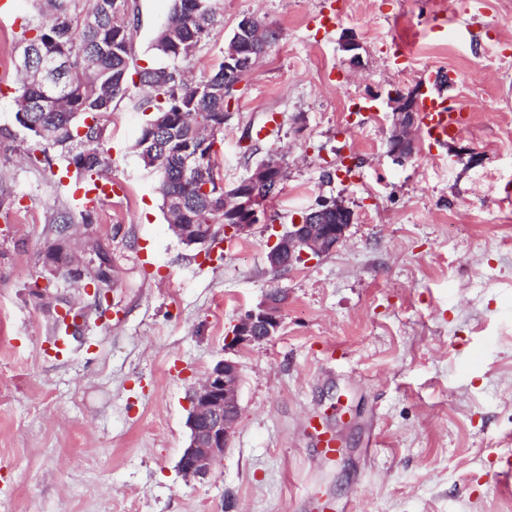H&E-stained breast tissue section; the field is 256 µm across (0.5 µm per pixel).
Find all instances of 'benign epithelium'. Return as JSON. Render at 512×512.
Instances as JSON below:
<instances>
[{
	"mask_svg": "<svg viewBox=\"0 0 512 512\" xmlns=\"http://www.w3.org/2000/svg\"><path fill=\"white\" fill-rule=\"evenodd\" d=\"M418 94L401 92L391 98L393 129L390 152L403 162L414 153L409 132L418 123ZM249 185H263L272 193L281 183V169L266 165L246 180ZM233 214L238 223L227 224L224 230L233 236L250 233L254 226L267 220V210L259 193L241 190L235 194ZM355 221V213L341 203L326 205L305 214L288 226L270 246L268 262L272 270L280 271L284 264H293L311 256H322L334 251L346 237V231ZM283 298L269 297L257 309L244 316L227 337L226 349L251 345L271 338L280 326V306ZM241 368L232 359L219 361L207 374L205 381L190 396L191 409L187 425L190 440L184 449L178 468L187 477L205 478L223 458L230 434L239 411V384Z\"/></svg>",
	"mask_w": 512,
	"mask_h": 512,
	"instance_id": "1",
	"label": "benign epithelium"
}]
</instances>
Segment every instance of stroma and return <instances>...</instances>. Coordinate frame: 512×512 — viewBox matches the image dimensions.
Listing matches in <instances>:
<instances>
[{"mask_svg":"<svg viewBox=\"0 0 512 512\" xmlns=\"http://www.w3.org/2000/svg\"><path fill=\"white\" fill-rule=\"evenodd\" d=\"M137 65L172 0H130ZM223 22L192 58L222 59L246 15L278 37L239 85L214 147L225 187L271 156L288 176L269 218L203 258L171 231L157 172L134 143L137 88L115 102L105 148L112 197L75 223L65 252L109 257L96 310L49 260L57 217L78 214L74 166L33 163L15 117L17 40L34 0L0 14V512H512L495 472L512 453V0H220ZM337 23L320 28L318 13ZM454 20L455 37L434 32ZM359 44L350 66L343 35ZM412 55L399 70L398 44ZM452 72L471 114L433 150L389 153V93ZM355 213L338 248L271 271V243L319 201ZM285 301L277 333L226 351L241 317ZM82 338L46 349L65 311ZM241 367L239 416L203 479L177 469L189 394L220 360ZM322 417L325 461L304 422ZM306 427L316 438L318 453L325 458H336L340 454V442L326 422L317 416L306 420Z\"/></svg>","mask_w":512,"mask_h":512,"instance_id":"obj_1","label":"stroma"}]
</instances>
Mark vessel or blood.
<instances>
[{
	"label": "vessel or blood",
	"instance_id": "b4317fda",
	"mask_svg": "<svg viewBox=\"0 0 512 512\" xmlns=\"http://www.w3.org/2000/svg\"><path fill=\"white\" fill-rule=\"evenodd\" d=\"M441 74L429 69L424 73L423 81L430 87L419 101L420 130L430 146L436 147L447 143L457 136L468 122V114L459 103L448 98L440 91ZM306 426L316 438L319 454L326 458H336L340 453V442L326 422L311 416Z\"/></svg>",
	"mask_w": 512,
	"mask_h": 512
}]
</instances>
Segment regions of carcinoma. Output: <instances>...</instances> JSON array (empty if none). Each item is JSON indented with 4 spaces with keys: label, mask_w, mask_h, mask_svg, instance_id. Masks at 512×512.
Instances as JSON below:
<instances>
[{
    "label": "carcinoma",
    "mask_w": 512,
    "mask_h": 512,
    "mask_svg": "<svg viewBox=\"0 0 512 512\" xmlns=\"http://www.w3.org/2000/svg\"><path fill=\"white\" fill-rule=\"evenodd\" d=\"M39 11L50 12L48 24L33 16L20 39L35 47V55L54 58L58 66L40 72L22 67L13 93L19 123L34 137L35 150L43 156L57 151L76 170L98 173L108 167L103 145L108 139V122L113 103L124 98L134 79L147 95L135 103L146 114L135 148L140 159L158 160L162 208L171 224H195L203 235L216 242L215 225L227 224L224 179L213 158L212 146L222 130L224 110L234 98L233 85L245 72L226 74L219 62L206 78L189 76L184 63L196 53L221 23L219 0H173L167 22L152 43L159 63L141 67L132 53L135 15L129 0H89L82 21L74 11L78 0H37ZM262 20L252 28L237 24L225 52L232 50L256 60L277 33L262 30ZM177 141L184 147H203L196 169L184 168L182 156L165 151ZM210 191H202L204 183ZM179 201L184 211L168 204Z\"/></svg>",
    "instance_id": "obj_1"
}]
</instances>
